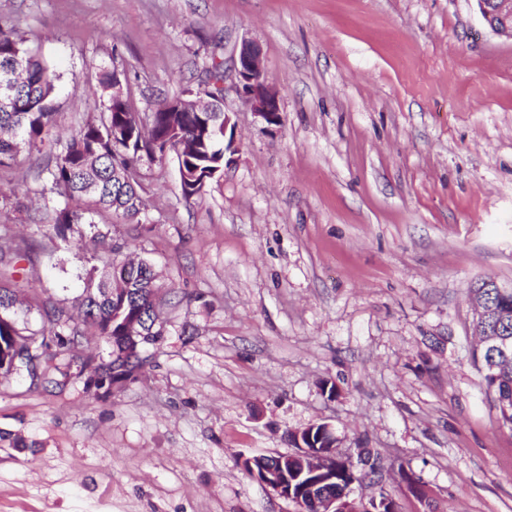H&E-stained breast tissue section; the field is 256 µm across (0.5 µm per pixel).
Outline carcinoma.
Returning a JSON list of instances; mask_svg holds the SVG:
<instances>
[{
	"mask_svg": "<svg viewBox=\"0 0 512 512\" xmlns=\"http://www.w3.org/2000/svg\"><path fill=\"white\" fill-rule=\"evenodd\" d=\"M58 76L49 67L38 50L24 45L12 28L0 27V86L14 84L10 109L0 107V167L17 161L22 146L35 147L45 142L54 125V91ZM224 60L211 59L206 69L204 93L210 98L212 111L201 116L197 112H173L168 103L144 120L134 112L129 97L108 101L105 112L98 120L87 123L54 156L48 169L51 190L69 201H82L83 208L68 205L56 210L52 230L61 239L74 233L80 235L79 226L101 211L115 213L125 219L136 218L146 208L140 194L136 165L146 158L163 162L173 153L182 176V197L190 201L202 196L206 184L192 178L195 171H217L224 168ZM119 249H112L114 257L103 269L89 270L83 293L76 297L80 320L76 321L59 307L43 308L44 323L37 329L19 325L9 316L16 300L11 290L0 287V341L7 344L13 337L33 343L34 354L18 360L25 368L34 358L43 361V369L54 368L51 363L59 358L80 352L82 367L97 365L107 373L106 365L96 363V357L83 354V327L95 328L98 335L109 331L113 342L120 343L119 322L112 320V269L124 262L115 257ZM152 272L148 265L126 270L128 287L132 288L128 315L147 323L146 335L162 336L163 327L152 319L151 309L157 301L158 289L151 287ZM483 287L492 303L488 317L489 336L480 338L481 346L474 351V361L480 371L498 411L502 425L512 429V409L501 406L503 400L512 399V356L494 357L496 345L508 340L512 345V288L506 296L499 293L495 280L482 279L469 293ZM123 370L112 377L114 382L137 379L143 367L140 359L122 364ZM292 481L293 502L297 512H315L316 497L339 495L341 484L369 481L376 486L378 496L390 498L383 482L378 457L367 456V461L352 471L342 470L336 481L319 483L315 478H296Z\"/></svg>",
	"mask_w": 512,
	"mask_h": 512,
	"instance_id": "obj_1",
	"label": "carcinoma"
}]
</instances>
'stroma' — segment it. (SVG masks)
Listing matches in <instances>:
<instances>
[{
  "instance_id": "35a3bbf8",
  "label": "stroma",
  "mask_w": 512,
  "mask_h": 512,
  "mask_svg": "<svg viewBox=\"0 0 512 512\" xmlns=\"http://www.w3.org/2000/svg\"><path fill=\"white\" fill-rule=\"evenodd\" d=\"M0 26L56 72L66 135L103 112L100 73L146 117L245 38L281 116L226 85L235 149L202 199L175 159H145L138 221L95 215L159 272L164 335L102 401L80 377L0 375V512H295L237 459L293 452L313 423L380 456L400 512H512V429L471 356L468 295L512 287V40L474 0H0ZM57 151L0 167L33 328L37 301L73 307L104 258L52 231Z\"/></svg>"
}]
</instances>
